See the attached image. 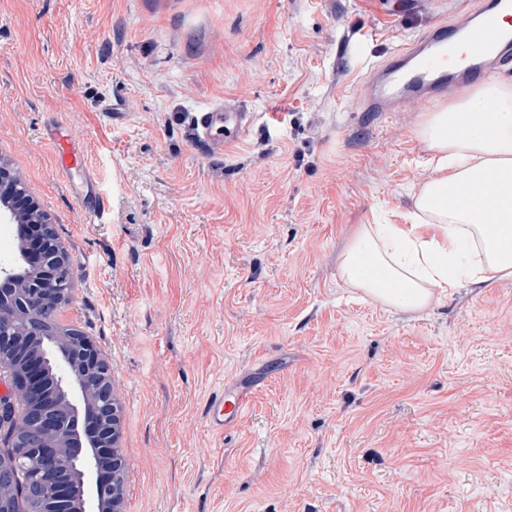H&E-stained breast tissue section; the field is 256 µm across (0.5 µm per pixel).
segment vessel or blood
<instances>
[{"label":"vessel or blood","mask_w":512,"mask_h":512,"mask_svg":"<svg viewBox=\"0 0 512 512\" xmlns=\"http://www.w3.org/2000/svg\"><path fill=\"white\" fill-rule=\"evenodd\" d=\"M506 18H512V0H463L452 22L436 23L410 46L394 49L387 61L370 66L353 83L350 94L367 112H415L473 82L511 73L512 28L503 26ZM455 42L463 43L469 52L459 68L445 64L446 49ZM250 129L247 112L220 102L196 114L191 134L193 141L220 153L246 140ZM57 148L65 171L81 166L78 144L61 138ZM249 403L250 396L244 392L228 401L214 400L213 429L223 431L225 421L239 419Z\"/></svg>","instance_id":"b4317fda"}]
</instances>
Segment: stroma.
Instances as JSON below:
<instances>
[{
    "label": "stroma",
    "instance_id": "35a3bbf8",
    "mask_svg": "<svg viewBox=\"0 0 512 512\" xmlns=\"http://www.w3.org/2000/svg\"><path fill=\"white\" fill-rule=\"evenodd\" d=\"M456 9L0 0V163L73 267L57 323L112 367L122 512H512V279L406 312L339 271L355 227L404 223L431 176L419 113L345 90ZM224 101L252 132L213 154L189 123ZM236 388L250 405L215 432ZM58 155L62 168L70 173L82 164V148L76 144L69 142L68 138H58L57 141Z\"/></svg>",
    "mask_w": 512,
    "mask_h": 512
}]
</instances>
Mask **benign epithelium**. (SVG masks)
I'll return each instance as SVG.
<instances>
[{
  "mask_svg": "<svg viewBox=\"0 0 512 512\" xmlns=\"http://www.w3.org/2000/svg\"><path fill=\"white\" fill-rule=\"evenodd\" d=\"M21 191L0 169V195ZM33 222L34 252L21 255V269H0V372L12 386L11 398L0 401V488L19 484L41 503L37 512H58L77 479L87 490L78 512L105 500L121 512L124 458L112 369L70 330L48 378L44 346L63 332L45 315L70 301L74 274L52 224L41 213Z\"/></svg>",
  "mask_w": 512,
  "mask_h": 512,
  "instance_id": "1",
  "label": "benign epithelium"
}]
</instances>
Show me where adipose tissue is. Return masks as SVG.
<instances>
[{
    "instance_id": "obj_1",
    "label": "adipose tissue",
    "mask_w": 512,
    "mask_h": 512,
    "mask_svg": "<svg viewBox=\"0 0 512 512\" xmlns=\"http://www.w3.org/2000/svg\"><path fill=\"white\" fill-rule=\"evenodd\" d=\"M417 134L432 176L410 223L357 225L340 257L348 286L411 312L461 280L512 278V88L487 85L424 113ZM486 181L496 191L478 210L470 193Z\"/></svg>"
}]
</instances>
